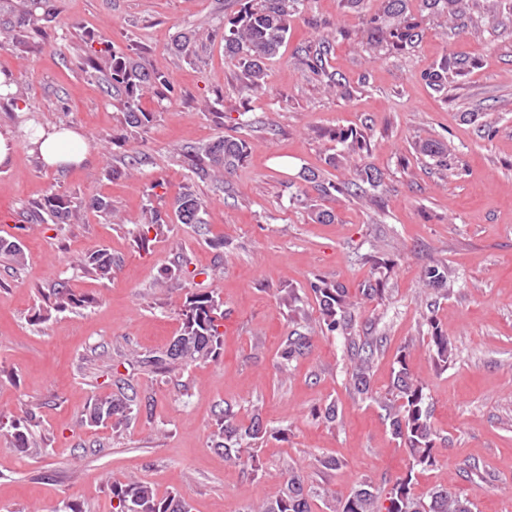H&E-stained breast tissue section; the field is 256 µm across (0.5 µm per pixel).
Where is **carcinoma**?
<instances>
[{
    "label": "carcinoma",
    "mask_w": 512,
    "mask_h": 512,
    "mask_svg": "<svg viewBox=\"0 0 512 512\" xmlns=\"http://www.w3.org/2000/svg\"><path fill=\"white\" fill-rule=\"evenodd\" d=\"M302 0H261L258 7L244 9L224 23V54L243 66L245 86L253 94L263 91L266 85L265 61L280 53L291 28V19L299 13ZM411 0H381L379 10L364 22L362 39L372 53L400 52L416 44L423 35V25L431 16L441 13L456 27L465 28L473 15L481 9L478 0H420L419 14L410 8ZM56 20L53 0H26L22 16L16 20L0 18V33L6 34L5 44L21 43L16 29L24 26L37 29L49 26ZM333 51V40L326 35L313 47L300 48L299 57L306 70L315 76L327 78V87H344L334 75L327 73V57ZM84 65L92 73L101 75L106 91L123 101L126 108L125 123L131 128L145 129L152 114L140 108L141 99L150 94L174 95L166 74L158 68H146L133 53L111 47L101 40L89 45ZM468 61L456 56L446 57L436 66L424 72L425 84L437 93L447 90L448 81L462 75ZM333 137L348 144V151L360 155L368 151L367 137L356 130H341ZM249 144L244 139L219 137L199 145H186L178 155L193 177L200 181H215L231 175L243 162ZM416 151L427 157L448 163L452 155L450 144L436 140H421L415 144ZM383 185L380 171L368 165H358L353 177L340 183L327 182L322 190L332 189L349 196L375 199L374 192ZM39 212L55 224H65L76 218V210L67 196L52 192L38 204ZM206 204L191 186L185 185L171 199V211L151 208L146 211L143 227L138 237V247L150 249L155 236L164 234V229L173 222L180 224H203ZM0 254L14 263L25 261V253L16 240L0 239ZM84 269L100 276L112 274V257L104 252H95L84 259ZM427 286L445 289L456 280L455 272L443 264L429 266L424 274ZM318 304V320L327 332L336 334L355 350L356 361L351 367L350 380L359 395L373 394L371 382L374 368L373 344L357 343V326L351 314L352 303L346 288L326 282L310 285ZM49 308L65 312L81 308L91 300L78 296L68 288H52L47 296ZM182 324L174 343L159 355L147 356L141 364L159 373H169L180 365L198 360H216L224 350V312L212 291H195L186 297L180 309ZM424 320L432 328L429 344L434 349L438 363L448 364L452 347L448 337L438 333L433 304L427 305ZM310 347L306 337L288 339L278 353L279 370L288 371V366L304 350ZM385 412L391 436L403 443L407 451L409 466L406 473L393 484L386 500L381 501L379 490L370 482L356 485L345 498L337 501L336 512H473V503L456 491L438 485L426 494L414 491L416 474L437 463V432L431 421L428 396L423 384L416 381L408 368L407 355L397 357L388 391L379 397ZM150 402H137V392L129 383H122L117 391L96 397L89 406L87 422L93 426L117 428L127 423L133 412ZM33 414L25 411L7 417L11 437L20 449L33 448L35 443L29 433ZM217 429L212 434V447L224 451V458L254 473L261 471L258 460L249 451L252 441L262 438L267 429L262 424V410L253 409L249 424L236 419L230 408H225L216 421ZM112 498L118 500L116 512H192L190 504L178 494H159L149 483L139 480L112 482ZM246 512H313L307 479L301 469L285 464L278 483L261 502L252 505Z\"/></svg>",
    "instance_id": "carcinoma-1"
}]
</instances>
